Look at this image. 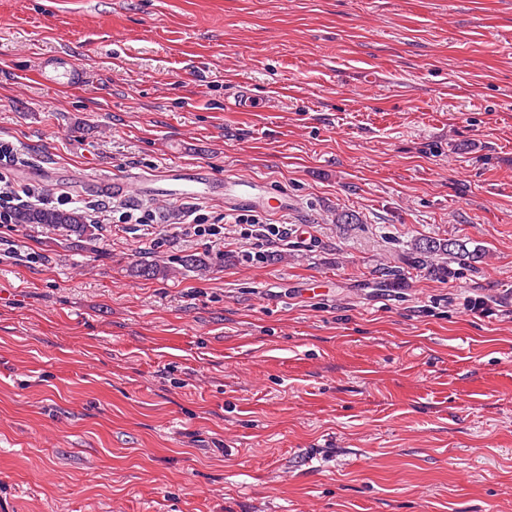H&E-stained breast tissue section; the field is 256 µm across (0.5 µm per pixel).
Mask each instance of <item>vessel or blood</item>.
Segmentation results:
<instances>
[{"mask_svg":"<svg viewBox=\"0 0 512 512\" xmlns=\"http://www.w3.org/2000/svg\"><path fill=\"white\" fill-rule=\"evenodd\" d=\"M42 73L45 81L51 84L64 82L78 85L85 79L83 70L69 63L43 62ZM142 189L179 202L218 195L223 197L224 207L230 212L247 208L259 212L274 210L282 213L295 205L294 199L287 192L270 193L266 179L231 174L213 179L194 167H170L162 178L143 180Z\"/></svg>","mask_w":512,"mask_h":512,"instance_id":"1","label":"vessel or blood"}]
</instances>
